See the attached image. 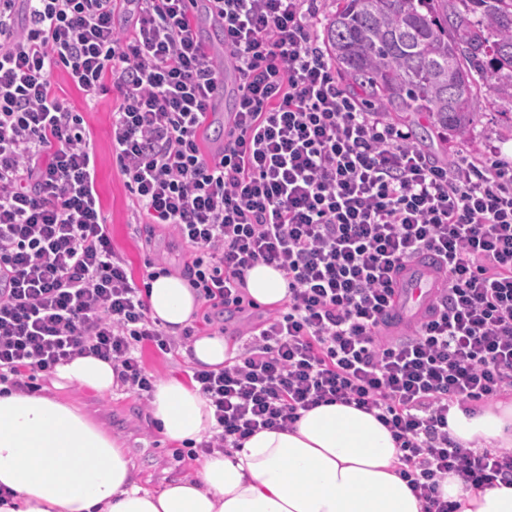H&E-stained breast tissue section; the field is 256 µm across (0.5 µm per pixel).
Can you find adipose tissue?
<instances>
[{
  "label": "adipose tissue",
  "instance_id": "ef3b65f1",
  "mask_svg": "<svg viewBox=\"0 0 512 512\" xmlns=\"http://www.w3.org/2000/svg\"><path fill=\"white\" fill-rule=\"evenodd\" d=\"M246 291L266 307L288 295L283 275L263 264L249 271ZM148 302L151 318L175 336L198 306L193 288L174 275L152 281ZM191 350L196 365L213 370L239 353L218 333L195 338ZM51 385L50 395L0 385V512H423L398 473L390 431L355 406L320 404L293 429L257 431L149 491L137 484L119 438L56 396L74 386L114 393L121 382L112 363L75 356L56 366ZM149 406L165 440L197 443L213 434L215 409L195 381H158ZM448 433L467 448H511L512 404L469 415L451 407ZM440 490L458 512H512V484L466 490L452 475Z\"/></svg>",
  "mask_w": 512,
  "mask_h": 512
}]
</instances>
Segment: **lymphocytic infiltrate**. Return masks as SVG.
<instances>
[{
  "mask_svg": "<svg viewBox=\"0 0 512 512\" xmlns=\"http://www.w3.org/2000/svg\"><path fill=\"white\" fill-rule=\"evenodd\" d=\"M202 2L225 63L189 0H0V383L29 392L27 373L92 354L143 398L155 378L139 347L173 345L112 248L61 67L85 93L117 88L112 150L133 205L190 246L205 304L241 307L259 263L288 282L285 311L250 327L239 357L194 372L217 422L201 452L340 402L390 430L424 512H455L439 495L448 475L512 481L511 450L448 434L452 405L512 388V161L438 164L367 111L318 44L317 0ZM228 64L236 112L210 157L198 134ZM429 254L439 291L403 321L406 265ZM196 30L202 40L206 41L205 45L212 54L216 55L217 46L221 48L220 59H224V36L221 24L216 19L201 14L198 17Z\"/></svg>",
  "mask_w": 512,
  "mask_h": 512,
  "instance_id": "lymphocytic-infiltrate-1",
  "label": "lymphocytic infiltrate"
}]
</instances>
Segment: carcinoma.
<instances>
[{
	"label": "carcinoma",
	"mask_w": 512,
	"mask_h": 512,
	"mask_svg": "<svg viewBox=\"0 0 512 512\" xmlns=\"http://www.w3.org/2000/svg\"><path fill=\"white\" fill-rule=\"evenodd\" d=\"M324 40L339 79L400 120L464 139L481 83L512 96V0H336Z\"/></svg>",
	"instance_id": "obj_1"
}]
</instances>
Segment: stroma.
<instances>
[{
    "mask_svg": "<svg viewBox=\"0 0 512 512\" xmlns=\"http://www.w3.org/2000/svg\"><path fill=\"white\" fill-rule=\"evenodd\" d=\"M52 80L60 94L80 112L93 144L95 155V187L101 202L106 228L114 251L126 262L135 283H142L146 264L160 263L173 275H182L188 248L171 232L147 231L140 224L130 191L112 153V112L118 104V92L109 88L89 96L75 88L65 70H55ZM474 123L467 140L449 138L440 143L427 122L412 129L414 140L436 159L451 157L455 161L480 159L490 162L497 155L512 154V100L493 95L486 87H478L473 98ZM206 304H199L191 322L196 334L222 332L230 343H243V330L268 317L270 308L245 299L243 309L224 315L208 316ZM143 365L156 379L172 376L189 378L192 365L184 345L171 353L159 352L153 345L140 350ZM65 398L77 401L111 434L120 436L131 458L140 485L156 490L164 483L192 470L197 459L185 446L163 440L153 427L146 401L120 388L102 397L86 389H68Z\"/></svg>",
    "mask_w": 512,
    "mask_h": 512,
    "instance_id": "obj_1",
    "label": "stroma"
}]
</instances>
